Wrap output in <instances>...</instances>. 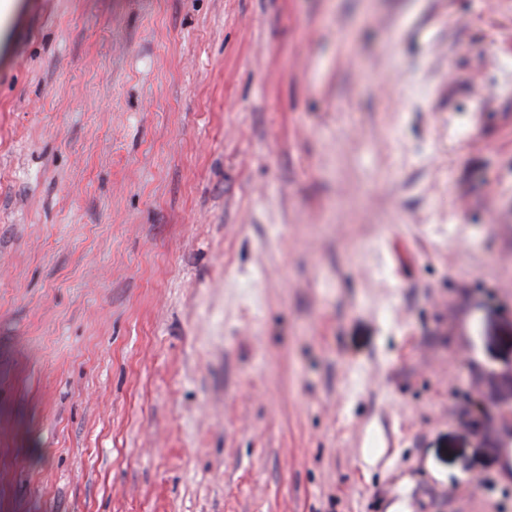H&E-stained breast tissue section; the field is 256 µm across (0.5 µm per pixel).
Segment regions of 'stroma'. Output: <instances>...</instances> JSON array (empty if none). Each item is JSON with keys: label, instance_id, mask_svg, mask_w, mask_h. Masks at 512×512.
Wrapping results in <instances>:
<instances>
[{"label": "stroma", "instance_id": "obj_1", "mask_svg": "<svg viewBox=\"0 0 512 512\" xmlns=\"http://www.w3.org/2000/svg\"><path fill=\"white\" fill-rule=\"evenodd\" d=\"M0 512H512V0H18Z\"/></svg>", "mask_w": 512, "mask_h": 512}]
</instances>
